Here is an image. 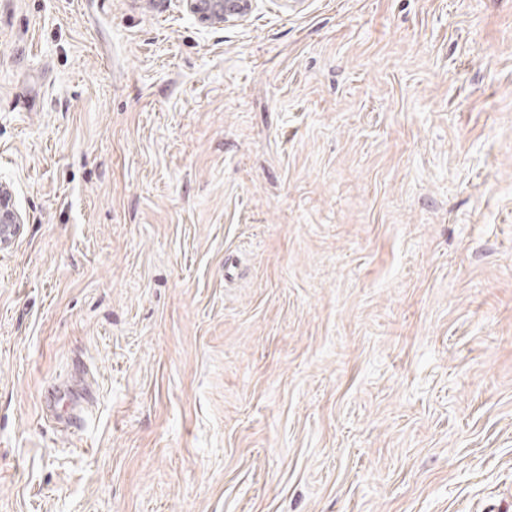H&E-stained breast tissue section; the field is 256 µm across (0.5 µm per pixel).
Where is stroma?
I'll list each match as a JSON object with an SVG mask.
<instances>
[{"label":"stroma","mask_w":512,"mask_h":512,"mask_svg":"<svg viewBox=\"0 0 512 512\" xmlns=\"http://www.w3.org/2000/svg\"><path fill=\"white\" fill-rule=\"evenodd\" d=\"M0 185V512H512V0H0ZM189 11L200 20L212 24H234L245 18L251 0H186ZM23 221L6 191L0 190V251L10 247L21 231Z\"/></svg>","instance_id":"35a3bbf8"}]
</instances>
